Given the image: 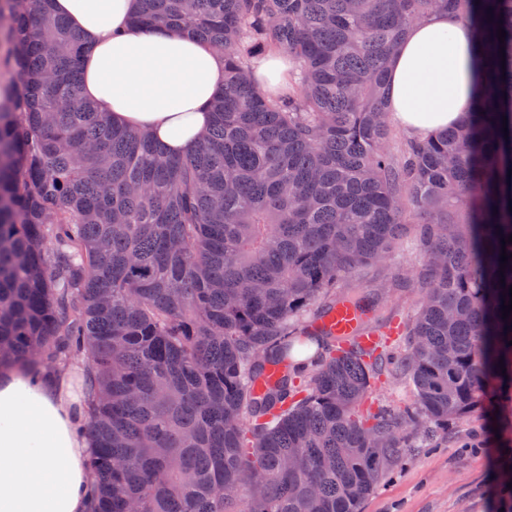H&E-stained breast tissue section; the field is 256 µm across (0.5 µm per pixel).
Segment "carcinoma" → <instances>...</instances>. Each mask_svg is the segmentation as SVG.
Instances as JSON below:
<instances>
[{"label": "carcinoma", "instance_id": "carcinoma-1", "mask_svg": "<svg viewBox=\"0 0 512 512\" xmlns=\"http://www.w3.org/2000/svg\"><path fill=\"white\" fill-rule=\"evenodd\" d=\"M52 2L0 0L19 86L0 105V365L90 360L91 512H359L482 386L512 387V0H139L136 26L224 53L183 157L83 100L87 46ZM440 11L475 30L477 107L400 138L388 64ZM269 52L292 64L278 93L254 75ZM418 216L403 348L336 336L337 305L370 323L383 290L341 284ZM392 375L412 404L374 405Z\"/></svg>", "mask_w": 512, "mask_h": 512}]
</instances>
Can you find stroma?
Returning a JSON list of instances; mask_svg holds the SVG:
<instances>
[{
	"instance_id": "1",
	"label": "stroma",
	"mask_w": 512,
	"mask_h": 512,
	"mask_svg": "<svg viewBox=\"0 0 512 512\" xmlns=\"http://www.w3.org/2000/svg\"><path fill=\"white\" fill-rule=\"evenodd\" d=\"M422 264L407 236L387 260L358 276V283L385 287L380 326L413 317L421 296L413 274ZM483 402L453 421L437 447L409 449L361 512H512V490L502 485L503 473L512 470V390L488 388Z\"/></svg>"
}]
</instances>
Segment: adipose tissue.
Masks as SVG:
<instances>
[{"mask_svg": "<svg viewBox=\"0 0 512 512\" xmlns=\"http://www.w3.org/2000/svg\"><path fill=\"white\" fill-rule=\"evenodd\" d=\"M138 0H55L89 47L82 96L110 119L148 131L173 155L199 145L224 87V57L210 44L130 19ZM389 116L411 139L458 124L477 101L481 65L473 27L436 13L410 26L388 66ZM85 362L39 375L0 372V512H89L95 475L83 431Z\"/></svg>", "mask_w": 512, "mask_h": 512, "instance_id": "obj_1", "label": "adipose tissue"}]
</instances>
